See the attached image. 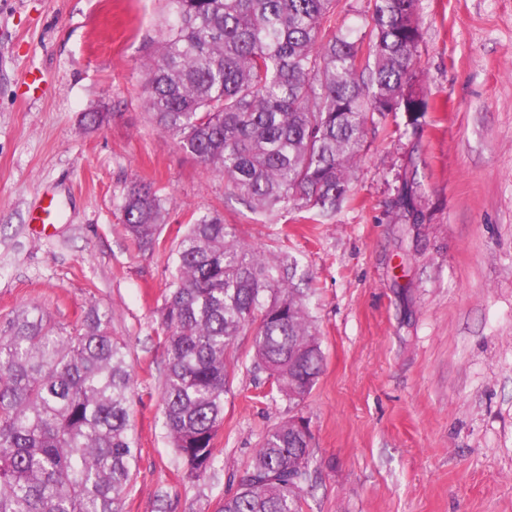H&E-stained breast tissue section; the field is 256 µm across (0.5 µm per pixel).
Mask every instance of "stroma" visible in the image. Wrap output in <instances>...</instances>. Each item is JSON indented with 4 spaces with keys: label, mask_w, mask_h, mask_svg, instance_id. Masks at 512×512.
I'll return each instance as SVG.
<instances>
[{
    "label": "stroma",
    "mask_w": 512,
    "mask_h": 512,
    "mask_svg": "<svg viewBox=\"0 0 512 512\" xmlns=\"http://www.w3.org/2000/svg\"><path fill=\"white\" fill-rule=\"evenodd\" d=\"M418 17L426 115L369 128L348 199L311 224L253 211L155 129L143 64L163 0H0V318L34 303L69 328L90 305L111 310L140 448L124 512H215L296 416L315 470L303 512H512V0H418ZM133 179L167 208L147 250L123 229ZM46 195L56 219L42 237L32 214ZM209 211L297 259L324 367L301 404L266 397L238 336L217 463L193 481L163 427L158 309L178 232Z\"/></svg>",
    "instance_id": "stroma-1"
}]
</instances>
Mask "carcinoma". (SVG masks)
<instances>
[{"label":"carcinoma","mask_w":512,"mask_h":512,"mask_svg":"<svg viewBox=\"0 0 512 512\" xmlns=\"http://www.w3.org/2000/svg\"><path fill=\"white\" fill-rule=\"evenodd\" d=\"M334 3L165 0L145 63L157 129L269 216L291 208L323 223L349 196L375 116L404 112L416 125L428 112L415 85L417 0H368L357 36L335 30ZM121 209L139 247H154L165 199L134 180ZM172 256L161 406L186 477L199 480L214 467L238 336L251 332L268 394L296 404L324 358L297 261L240 241L215 212L191 216ZM111 321L92 305L68 331L30 305L0 322V512H123L138 446L132 373ZM310 438L287 421L269 430L216 512H302Z\"/></svg>","instance_id":"carcinoma-1"}]
</instances>
